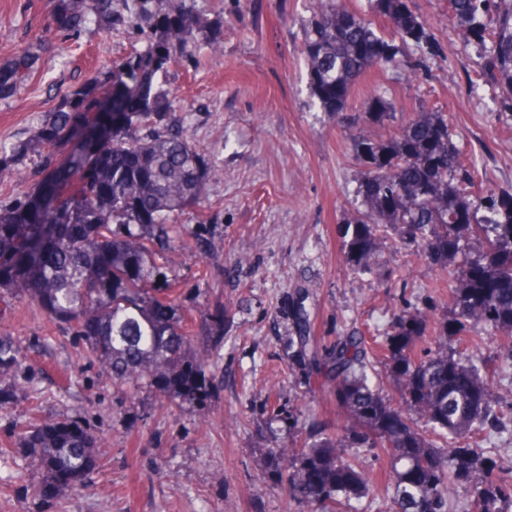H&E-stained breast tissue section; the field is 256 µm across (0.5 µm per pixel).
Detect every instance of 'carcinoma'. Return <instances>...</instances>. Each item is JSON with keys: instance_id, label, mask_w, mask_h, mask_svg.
<instances>
[{"instance_id": "obj_1", "label": "carcinoma", "mask_w": 512, "mask_h": 512, "mask_svg": "<svg viewBox=\"0 0 512 512\" xmlns=\"http://www.w3.org/2000/svg\"><path fill=\"white\" fill-rule=\"evenodd\" d=\"M57 0L54 20L77 32L90 17L112 24L153 22L146 42L63 97L19 147L0 145V167L25 151L43 154L76 133L78 117L97 113L100 135L46 173L23 200L0 207V298L28 299L65 326L119 383H143L172 408L208 394L206 353L194 348L170 288L173 255L185 248L175 215L203 203L216 169L175 115L162 79L177 51L204 32L196 0ZM389 24L385 36L340 0H317L303 54L311 94L325 112L346 110L359 78L405 64L410 45L436 47L427 22L408 0H373ZM448 21L480 49L475 82L492 86L500 110L512 112V0H450ZM32 69L22 54L0 69V95ZM390 103L364 97L350 124L392 121ZM361 167L360 205L344 216L349 270H372L388 232L443 269L439 305L394 315L382 364L395 399L368 374L367 341L347 334L311 360L324 365L346 417L335 433L320 430L298 448H268L261 467L292 499L317 512H358L371 485L347 448L386 459L389 512H450L463 493L469 512H512V472L482 447L496 416L498 368L461 352L490 336L512 358V193H486L461 162L444 112L416 109L385 139L350 138ZM302 357L314 337L295 314ZM23 355L0 337V372ZM97 436L76 419H36L21 434L38 465L31 495L43 501L88 483L98 467Z\"/></svg>"}]
</instances>
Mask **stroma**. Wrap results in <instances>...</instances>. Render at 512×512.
Instances as JSON below:
<instances>
[{
	"instance_id": "stroma-1",
	"label": "stroma",
	"mask_w": 512,
	"mask_h": 512,
	"mask_svg": "<svg viewBox=\"0 0 512 512\" xmlns=\"http://www.w3.org/2000/svg\"><path fill=\"white\" fill-rule=\"evenodd\" d=\"M56 0H0V68L22 53L33 76L0 96V143L30 139L48 112L96 71L125 56L135 30L90 21L75 34L58 31ZM438 43L416 74L371 71L349 99L358 112L374 91L397 118L417 106L453 118L465 165L483 188L512 189V116L499 112L492 90L472 92L475 45L448 32V0H409ZM221 50L189 42L164 78L194 143L221 174L206 188L203 208L180 214L192 244L178 257L173 289L186 320L200 329L222 308L224 339L210 343L204 402L170 411L157 393L113 383L92 365L81 340L34 303L14 300L0 315V336L26 356L0 386V512H313L264 476L265 449L298 439L285 412H304L327 431L345 418L323 387V370L294 357L298 308L323 344L352 329L385 338L394 314L435 299L439 268L387 239L370 273H348L342 220L355 200L360 168L336 115L322 111L301 53L312 0H197ZM31 153L0 169V205L24 197L44 175ZM206 223H199V216ZM280 416H273V409ZM76 418L101 435L99 469L87 486L45 503L29 485L34 459L19 446L33 418ZM374 490L362 512H387L386 462L358 449Z\"/></svg>"
}]
</instances>
